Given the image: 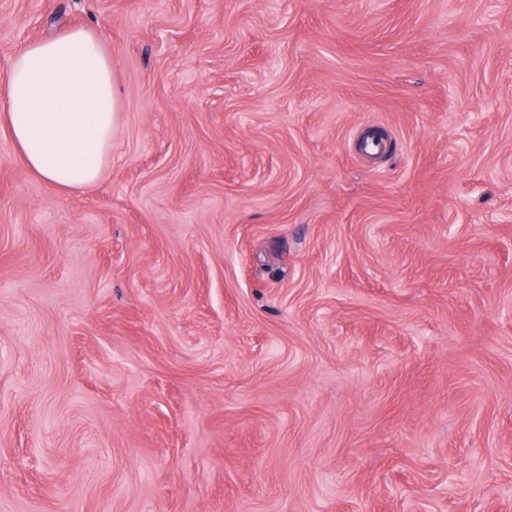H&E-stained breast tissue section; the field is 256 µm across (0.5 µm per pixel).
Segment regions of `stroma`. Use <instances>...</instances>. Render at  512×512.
<instances>
[{"label":"stroma","mask_w":512,"mask_h":512,"mask_svg":"<svg viewBox=\"0 0 512 512\" xmlns=\"http://www.w3.org/2000/svg\"><path fill=\"white\" fill-rule=\"evenodd\" d=\"M79 26L101 179L0 129V512H512V0H0V79Z\"/></svg>","instance_id":"stroma-1"}]
</instances>
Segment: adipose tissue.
I'll use <instances>...</instances> for the list:
<instances>
[{"mask_svg": "<svg viewBox=\"0 0 512 512\" xmlns=\"http://www.w3.org/2000/svg\"><path fill=\"white\" fill-rule=\"evenodd\" d=\"M0 123L24 167L59 190L93 185L110 163L120 102L98 33L74 27L24 44L0 81Z\"/></svg>", "mask_w": 512, "mask_h": 512, "instance_id": "1", "label": "adipose tissue"}]
</instances>
